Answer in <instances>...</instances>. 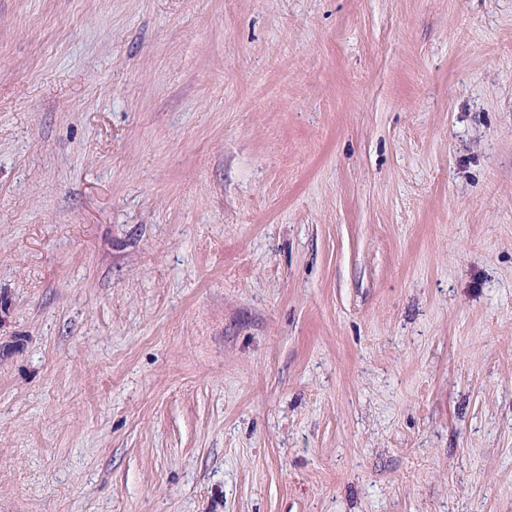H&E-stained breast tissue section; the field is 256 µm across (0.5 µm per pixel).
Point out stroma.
I'll list each match as a JSON object with an SVG mask.
<instances>
[{
    "instance_id": "stroma-1",
    "label": "stroma",
    "mask_w": 512,
    "mask_h": 512,
    "mask_svg": "<svg viewBox=\"0 0 512 512\" xmlns=\"http://www.w3.org/2000/svg\"><path fill=\"white\" fill-rule=\"evenodd\" d=\"M0 512H512V0H0Z\"/></svg>"
}]
</instances>
